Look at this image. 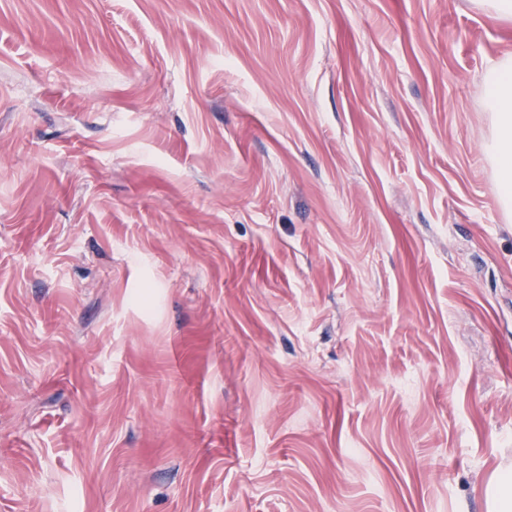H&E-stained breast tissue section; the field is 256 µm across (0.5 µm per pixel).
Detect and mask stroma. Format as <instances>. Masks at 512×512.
<instances>
[{
    "label": "stroma",
    "mask_w": 512,
    "mask_h": 512,
    "mask_svg": "<svg viewBox=\"0 0 512 512\" xmlns=\"http://www.w3.org/2000/svg\"><path fill=\"white\" fill-rule=\"evenodd\" d=\"M484 0H0V512H504Z\"/></svg>",
    "instance_id": "35a3bbf8"
}]
</instances>
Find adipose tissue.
Returning a JSON list of instances; mask_svg holds the SVG:
<instances>
[{
    "mask_svg": "<svg viewBox=\"0 0 512 512\" xmlns=\"http://www.w3.org/2000/svg\"><path fill=\"white\" fill-rule=\"evenodd\" d=\"M483 95L494 121V136L486 150L496 172L498 200L512 216V59L496 61L488 68Z\"/></svg>",
    "mask_w": 512,
    "mask_h": 512,
    "instance_id": "obj_1",
    "label": "adipose tissue"
}]
</instances>
